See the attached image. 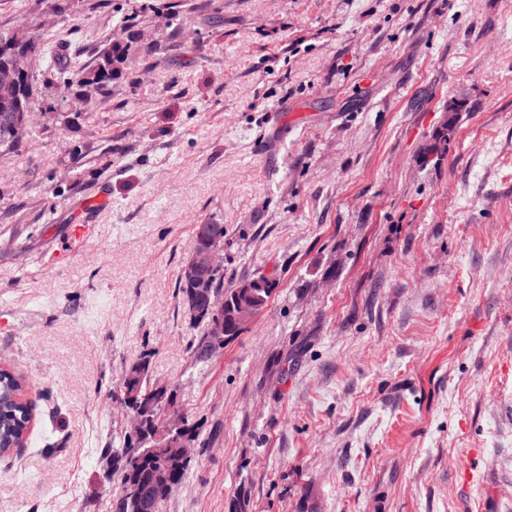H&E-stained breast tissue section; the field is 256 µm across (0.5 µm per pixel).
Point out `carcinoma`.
<instances>
[{
	"label": "carcinoma",
	"instance_id": "carcinoma-1",
	"mask_svg": "<svg viewBox=\"0 0 512 512\" xmlns=\"http://www.w3.org/2000/svg\"><path fill=\"white\" fill-rule=\"evenodd\" d=\"M10 37L31 47L36 59L45 58V47L42 38L35 35L21 37L15 33H2L0 38ZM126 46L121 42L109 43L104 49L97 69L91 78L83 81V86L93 87L104 93L112 81V63L123 59ZM48 73L54 77L56 86L64 93L71 87L67 78L70 74L69 64L56 59L47 64ZM34 90L19 92L15 84L6 78L0 69V153L17 151L21 141L11 136V127L4 116L11 115L17 110V102L30 108L33 106ZM274 284L265 277L246 280L235 288L224 287V270L213 274V300L220 305L219 312L224 317V330L233 337L244 330L247 321L241 317V306L250 307L251 315H256L266 304L273 291ZM22 377L0 370V455L11 451V445L25 435L29 428L30 417L26 407L16 398L20 391ZM117 400L126 408L144 409L149 417L158 419L175 406V392L164 382L154 378L150 369V360L143 357L132 364L119 385ZM149 443L138 435L124 432L119 436V447L108 449L112 456L113 465L120 471V493L125 497L132 495L137 487L146 486L152 482L154 471L163 463L157 454L142 455Z\"/></svg>",
	"mask_w": 512,
	"mask_h": 512
}]
</instances>
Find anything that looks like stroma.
<instances>
[{
    "instance_id": "obj_1",
    "label": "stroma",
    "mask_w": 512,
    "mask_h": 512,
    "mask_svg": "<svg viewBox=\"0 0 512 512\" xmlns=\"http://www.w3.org/2000/svg\"><path fill=\"white\" fill-rule=\"evenodd\" d=\"M139 5L0 0V32L77 56L0 156V362L33 405L0 512H111L112 393L148 352L198 433L158 512H512V0ZM198 224L225 287L275 283L203 361ZM126 55V46L121 42H110L104 49L97 69L91 78L85 79L82 84L84 87H94L99 89L98 93H105L112 81V63L122 60ZM91 207L90 203L83 204L82 208L86 211L85 217L71 225L70 239L73 243L79 244L94 236L96 224L92 218Z\"/></svg>"
}]
</instances>
